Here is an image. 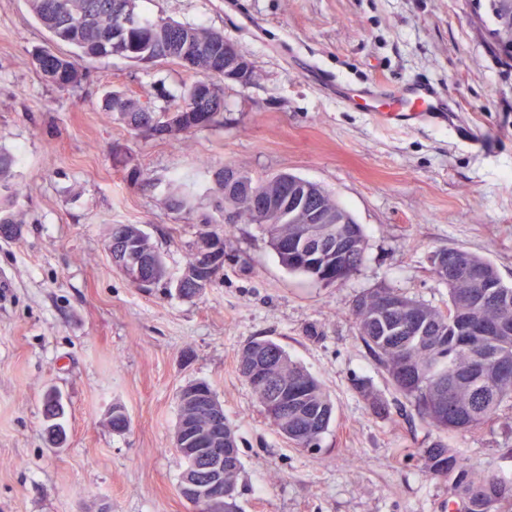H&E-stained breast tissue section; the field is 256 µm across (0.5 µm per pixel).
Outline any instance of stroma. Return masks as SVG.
<instances>
[{
  "mask_svg": "<svg viewBox=\"0 0 512 512\" xmlns=\"http://www.w3.org/2000/svg\"><path fill=\"white\" fill-rule=\"evenodd\" d=\"M138 10L219 32L251 64L250 84L224 83L223 125L184 141L135 134L105 116L104 95L160 112L182 103L191 73L111 56L85 60L81 85L57 90L33 52L70 46L51 43L27 0H0V148L19 158L24 222L21 239H0V512H192L174 433L179 391L199 380L239 437L240 512H448L447 483L417 455L437 433L359 339L351 306L394 288L445 307L448 287L431 272L444 249L484 256L512 285V61L492 47L476 0H139ZM413 77L448 93L483 149L447 127L385 124L342 102L344 89ZM238 163L334 196L364 231L358 270L334 285L289 272L257 225L239 223L223 276L199 297L129 283L107 250L112 225H141L178 277L205 219L224 217L215 170ZM182 176L199 209L169 207L168 184ZM256 336L321 382L334 417L319 449L281 436L239 374ZM52 388L67 405L58 448L44 434ZM116 403L130 420L122 434L108 424ZM450 445L472 464L499 463L512 410Z\"/></svg>",
  "mask_w": 512,
  "mask_h": 512,
  "instance_id": "1",
  "label": "stroma"
}]
</instances>
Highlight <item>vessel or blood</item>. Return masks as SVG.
Listing matches in <instances>:
<instances>
[{
  "mask_svg": "<svg viewBox=\"0 0 512 512\" xmlns=\"http://www.w3.org/2000/svg\"><path fill=\"white\" fill-rule=\"evenodd\" d=\"M343 102L353 107L365 105L369 111L382 113L387 121L445 124L460 132L473 146H481L483 142L482 135L460 118L457 106L449 101L442 88L429 80L412 79L393 87L379 83L364 85L345 94Z\"/></svg>",
  "mask_w": 512,
  "mask_h": 512,
  "instance_id": "obj_1",
  "label": "vessel or blood"
}]
</instances>
